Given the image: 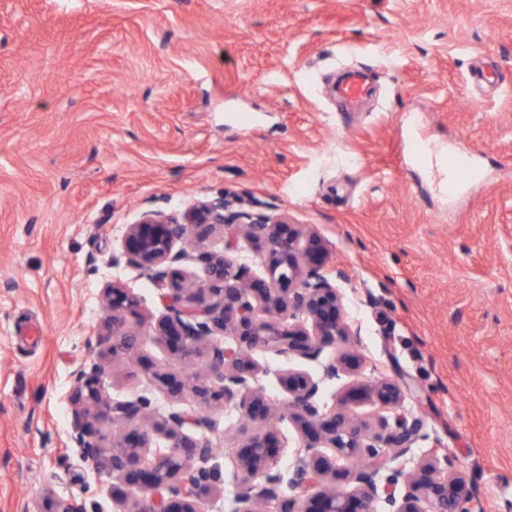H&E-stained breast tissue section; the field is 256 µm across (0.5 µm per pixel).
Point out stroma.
<instances>
[{
  "label": "stroma",
  "instance_id": "1",
  "mask_svg": "<svg viewBox=\"0 0 512 512\" xmlns=\"http://www.w3.org/2000/svg\"><path fill=\"white\" fill-rule=\"evenodd\" d=\"M496 86L478 85L484 57ZM376 97L348 112L338 69ZM476 186L443 190L419 151ZM237 196L288 212L348 274L356 377L417 392L422 448L454 457L477 512H512V0H0V512L47 494L118 512L71 447L70 396L91 361L112 398L200 411L224 430L201 512H233L231 460L253 424L150 380L189 363L151 340L90 348L119 282L159 316L160 284L110 263L142 211Z\"/></svg>",
  "mask_w": 512,
  "mask_h": 512
}]
</instances>
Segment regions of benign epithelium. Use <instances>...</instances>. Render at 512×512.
Instances as JSON below:
<instances>
[{
    "instance_id": "1",
    "label": "benign epithelium",
    "mask_w": 512,
    "mask_h": 512,
    "mask_svg": "<svg viewBox=\"0 0 512 512\" xmlns=\"http://www.w3.org/2000/svg\"><path fill=\"white\" fill-rule=\"evenodd\" d=\"M215 233L224 252L209 249ZM328 242L288 214L262 211L227 195L196 198L180 215L141 212L128 224L112 266L143 270L167 286L164 313L147 320L126 288L104 291L106 318L100 335L112 354L128 353L149 336L180 360L201 357L205 374L174 380L156 371L160 389L176 397L188 390L204 401L214 397L234 407L259 429L233 460L240 476L236 512H475L473 498L455 460L431 448L414 458L426 438L424 421L402 411L409 387L381 375L358 384L375 407V425L357 421L350 405L325 410L326 383L356 371L355 356L330 354L337 340L356 339L361 328L344 320L337 282L345 270L330 266ZM263 268L253 272L251 264ZM194 268L187 284L182 268ZM273 351L312 362L317 372L287 368L277 377L288 398L284 408L296 421L302 445L291 466L277 467L269 425L274 406L265 402L255 358ZM97 365L78 374L72 441L110 477L129 488L123 512H200L198 503L218 481L212 448L223 439L218 424L199 412L171 411L119 438L95 427V418L137 419L151 406L145 397L114 400ZM365 464L348 472L352 487L338 491L327 482L335 461L323 449ZM30 512H88L76 498H49Z\"/></svg>"
}]
</instances>
